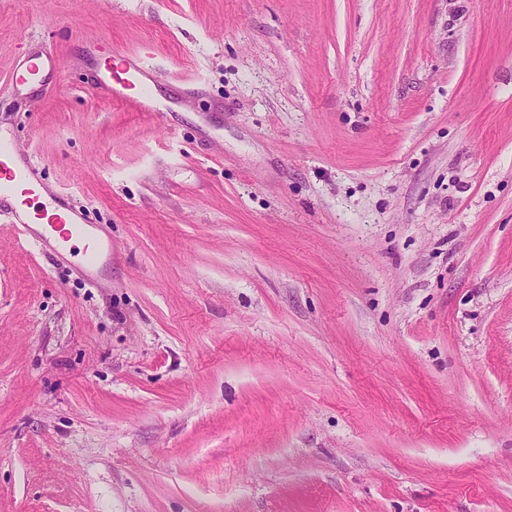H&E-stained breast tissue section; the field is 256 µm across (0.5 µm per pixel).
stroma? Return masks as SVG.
I'll list each match as a JSON object with an SVG mask.
<instances>
[{
  "mask_svg": "<svg viewBox=\"0 0 512 512\" xmlns=\"http://www.w3.org/2000/svg\"><path fill=\"white\" fill-rule=\"evenodd\" d=\"M1 131L113 249L0 221V512H512V0H0ZM148 47H143L136 54H123L114 51V56L122 60L120 67L107 70L97 88L96 95L103 100L126 101L133 108L144 112H158L149 95V87L143 80L144 70L140 62L145 60L142 54L148 53ZM137 87L136 96L130 95ZM20 58V60L16 61L12 77V82L16 86L18 84H26L33 76L40 72L42 67L40 57L34 53L24 54Z\"/></svg>",
  "mask_w": 512,
  "mask_h": 512,
  "instance_id": "obj_1",
  "label": "stroma"
}]
</instances>
